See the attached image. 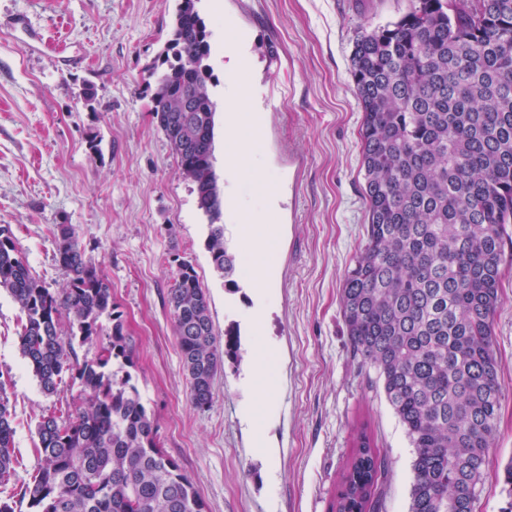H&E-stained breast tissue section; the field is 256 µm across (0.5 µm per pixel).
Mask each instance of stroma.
<instances>
[{
	"label": "stroma",
	"mask_w": 512,
	"mask_h": 512,
	"mask_svg": "<svg viewBox=\"0 0 512 512\" xmlns=\"http://www.w3.org/2000/svg\"><path fill=\"white\" fill-rule=\"evenodd\" d=\"M179 0H0V225L47 286L67 276L52 229L73 224L87 257L112 285L136 342L133 381L158 422L164 451L192 479L206 512H333L343 474L367 428L386 454L383 512H409L413 449L374 368L354 358L341 290L367 224L359 130L350 75L362 21H396L409 0H198L212 33L210 97L216 103L215 167H224L222 108L232 82L251 88L257 161L277 186L274 210L250 179H221L225 235L237 256L236 287L214 269L208 218L151 114L146 79L170 37ZM25 27H14L18 16ZM245 32L250 71H224V26ZM41 34L36 46L31 32ZM276 55L268 57L266 45ZM91 99H84V90ZM264 212L275 233L267 290L254 295L251 246L239 203ZM189 261L208 293L217 334L240 337L213 402L187 401L167 293L176 260ZM492 317L502 397L474 512H503L512 462V265ZM263 319L253 323L254 309ZM22 313L0 291V380L14 414V469L0 498L17 496L40 467L42 415L85 402L62 383L44 395L19 351ZM267 360L258 393L247 366Z\"/></svg>",
	"instance_id": "obj_1"
}]
</instances>
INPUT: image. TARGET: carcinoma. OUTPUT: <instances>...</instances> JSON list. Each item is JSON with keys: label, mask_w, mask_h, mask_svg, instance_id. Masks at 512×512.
I'll return each instance as SVG.
<instances>
[{"label": "carcinoma", "mask_w": 512, "mask_h": 512, "mask_svg": "<svg viewBox=\"0 0 512 512\" xmlns=\"http://www.w3.org/2000/svg\"><path fill=\"white\" fill-rule=\"evenodd\" d=\"M210 32L196 0H180L170 50L148 75L153 118L196 188L208 217L214 269L236 288L213 165L215 115L178 112L184 86H209ZM350 74L363 112L360 131L368 224L344 277L341 311L351 352L377 370L413 448L409 512H473L502 396L491 318L512 223V0H410L397 21L358 26ZM57 291L38 280L9 228L0 226V290L24 315L20 354L42 393L64 380L84 406L36 426L41 466L19 501L29 512H205L129 368L112 285L86 258L76 228H53ZM168 304L188 383L187 399L210 406L224 356L209 298L192 264H176ZM67 318L65 333L61 318ZM111 334L94 358L76 347ZM12 412L0 382V479L13 468ZM386 459L362 430L336 512H381Z\"/></svg>", "instance_id": "1"}]
</instances>
